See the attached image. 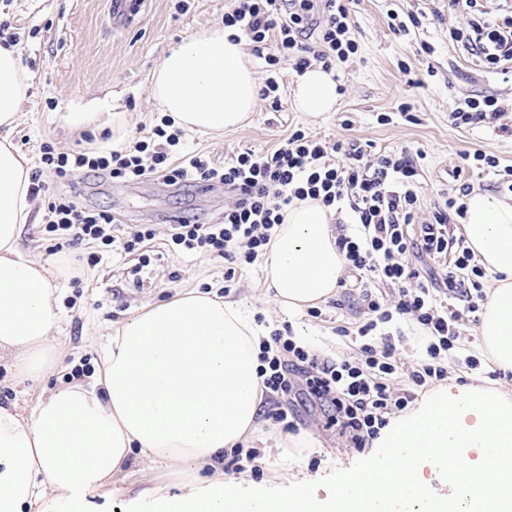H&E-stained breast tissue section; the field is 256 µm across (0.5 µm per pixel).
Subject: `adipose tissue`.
Segmentation results:
<instances>
[{
	"label": "adipose tissue",
	"instance_id": "adipose-tissue-1",
	"mask_svg": "<svg viewBox=\"0 0 512 512\" xmlns=\"http://www.w3.org/2000/svg\"><path fill=\"white\" fill-rule=\"evenodd\" d=\"M216 25L162 58L150 96L173 128L208 135L244 125L259 83L245 40ZM30 76L15 47L0 44V361L16 378L56 367L62 320L57 274L20 246L34 202L28 160L10 134L29 100ZM339 97L333 72L310 65L295 78L293 105L318 117ZM460 232L491 277L477 336L512 371V205L482 193L466 199ZM333 210L290 206L264 256L276 304L292 311L335 294L345 260ZM261 329L237 303L187 293L147 305L113 329L91 382L43 391L31 408L0 403V512H87L89 498L122 474L131 453L183 475L176 493L143 489L126 512H512V389L456 382L428 391L391 418L368 452L373 465L347 472L319 494H249L200 467L253 435L262 380ZM447 473L448 489L428 491Z\"/></svg>",
	"mask_w": 512,
	"mask_h": 512
}]
</instances>
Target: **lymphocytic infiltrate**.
Instances as JSON below:
<instances>
[{"instance_id": "1", "label": "lymphocytic infiltrate", "mask_w": 512, "mask_h": 512, "mask_svg": "<svg viewBox=\"0 0 512 512\" xmlns=\"http://www.w3.org/2000/svg\"><path fill=\"white\" fill-rule=\"evenodd\" d=\"M352 0H234L225 12V26L234 28L265 50L266 77L261 95L280 110L278 81L283 62L303 72L311 62L330 70L358 51L350 36ZM455 42L474 51L489 66L512 59V20L471 19L467 26L450 30ZM506 112L495 99L471 98L450 113L453 126H487L508 132ZM182 136L169 120L155 126L149 139L122 150L105 153L77 150L56 152L51 144L41 147L40 162L58 179L74 182L91 172L101 179L135 181L156 177L170 186L204 183L223 187L231 202L217 224L182 221L173 225L172 250L204 254L227 262L225 281H233L236 266L255 262L265 254L284 212L296 202L311 198L338 214L336 244L355 273L368 316L357 329L363 343L352 360L320 358L293 336L273 330L260 344L263 391L280 397L299 392L317 399L331 425L355 448L367 447L388 422L390 415L406 411L414 397L390 391L386 380L399 369L391 341L382 346L368 343L378 326L394 316H407L424 332L425 357L411 378L416 386L444 380L443 357L454 348L457 324L465 315L479 312L482 297L481 267L463 237L455 233V221L465 206L449 198L428 222L418 220L416 161L407 153H371L358 143L291 133L278 148L266 153L246 151L230 163L212 166L205 155H185L173 163L172 149ZM114 215L79 207L68 196L49 198L45 231L67 243L87 241L100 249L121 244L137 254L140 266L151 256L144 252L154 233L146 224L135 226L124 239L112 233ZM419 233H412V226ZM439 259L440 269L425 275L410 265L412 255ZM397 288L398 299L387 303L376 288ZM462 298L463 308L449 309L448 297Z\"/></svg>"}]
</instances>
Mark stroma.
I'll use <instances>...</instances> for the list:
<instances>
[{
  "instance_id": "obj_1",
  "label": "stroma",
  "mask_w": 512,
  "mask_h": 512,
  "mask_svg": "<svg viewBox=\"0 0 512 512\" xmlns=\"http://www.w3.org/2000/svg\"><path fill=\"white\" fill-rule=\"evenodd\" d=\"M178 0H144L134 18L113 25L110 0H0V30L13 37L22 62L32 76L30 100L11 133V141L24 153L31 170L41 173L47 187L35 199L36 221L27 225L21 248L31 258L57 270L62 288L64 321L55 340L60 365L46 382L15 381L0 363V402L30 406L43 387L66 382L75 368H95L99 352L113 325L129 318L146 304L167 300L188 291H208L239 303L263 330L290 329L316 354L329 358H354L361 340L357 327L366 308L354 288L355 274L345 273L344 287L317 304V316L307 311L281 309L267 294L263 263L255 261L238 270L232 288L224 286V265L199 255L169 251L170 215H190L212 224L224 213L226 201L218 191L176 189L162 180L105 182L88 177L71 186L58 183L53 172L40 167V148L51 143L57 151L111 150L112 115L125 113L126 141L147 139L161 116L148 95V82L169 49L197 29L220 24L232 0H190L187 11ZM415 17V25L397 32L389 13ZM472 16L463 4L449 7L448 0H355L351 11V36L359 44L356 55L336 70L343 85L333 112L313 118L295 111L290 88L295 73L281 70L282 108L259 99L251 122L214 136L185 135L172 151L173 158L190 152L204 154L220 167L238 154L273 150L295 130L317 138L353 139L372 145L374 151L420 153V220H429L438 205L457 196L461 187L477 189L493 199L512 204V193L499 191L492 170L470 168L463 155L477 150L512 166V136L489 127L461 129L451 125L449 113L464 99L489 95L512 116V60L489 70L480 57L451 41L449 31L466 26ZM408 104L409 115L400 114ZM70 193L83 204L116 214L118 233L148 224L155 236L147 248L152 264L138 268L136 256L114 250L100 261L88 263L86 243L69 247L76 259L77 276L62 270L54 241L43 232L50 195ZM475 322L460 320L456 348L448 353L449 375L459 382L485 379L493 387H511L512 373L468 360L479 357ZM296 432L307 447L293 448L288 436L261 419L264 440L257 448L264 474L250 471L236 478L253 486L288 487L292 476H305L338 485L365 449L350 447L335 428L326 425L320 411L297 401ZM178 477L163 463L138 459L127 465L112 489L91 500L93 512H123L127 501L144 487L172 488Z\"/></svg>"
}]
</instances>
